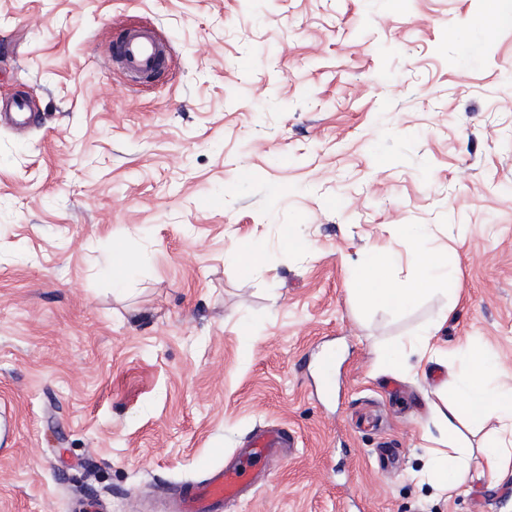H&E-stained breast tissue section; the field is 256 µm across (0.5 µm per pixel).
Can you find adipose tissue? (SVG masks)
<instances>
[{
	"label": "adipose tissue",
	"instance_id": "adipose-tissue-1",
	"mask_svg": "<svg viewBox=\"0 0 512 512\" xmlns=\"http://www.w3.org/2000/svg\"><path fill=\"white\" fill-rule=\"evenodd\" d=\"M407 241L420 266L413 287H396L386 277L394 257L381 253L356 273V295L372 305L404 307L413 304L436 279L454 284L455 274L447 260L428 246L419 232H411ZM458 353L462 376L456 389L459 399L448 402L447 390L439 391L438 396L445 399L446 405L436 411L439 436L431 452L430 477L445 491L465 485L476 464L494 483L512 474V386L503 384L505 371L492 353L467 345L460 347ZM465 419L492 427L493 437L480 452H472L461 443L458 425Z\"/></svg>",
	"mask_w": 512,
	"mask_h": 512
}]
</instances>
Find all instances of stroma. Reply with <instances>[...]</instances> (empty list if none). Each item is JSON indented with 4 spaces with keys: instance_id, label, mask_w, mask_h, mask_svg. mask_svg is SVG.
Segmentation results:
<instances>
[{
    "instance_id": "35a3bbf8",
    "label": "stroma",
    "mask_w": 512,
    "mask_h": 512,
    "mask_svg": "<svg viewBox=\"0 0 512 512\" xmlns=\"http://www.w3.org/2000/svg\"><path fill=\"white\" fill-rule=\"evenodd\" d=\"M129 25L171 49L146 84L109 64ZM12 97L0 512H171L266 423L297 445L224 512H512L511 478L437 489L423 440L460 345L512 372V0H0ZM402 224L459 295L352 293L379 252L414 281ZM427 327L438 361H381ZM5 111V120L18 130L24 129L32 121L28 104L24 99H14L6 104ZM230 255L240 263L242 273L248 274L259 263L258 254L247 242L236 241L230 248Z\"/></svg>"
}]
</instances>
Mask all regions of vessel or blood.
Segmentation results:
<instances>
[{"label":"vessel or blood","instance_id":"vessel-or-blood-1","mask_svg":"<svg viewBox=\"0 0 512 512\" xmlns=\"http://www.w3.org/2000/svg\"><path fill=\"white\" fill-rule=\"evenodd\" d=\"M112 59L126 72L152 78L166 69L169 52L152 29L131 26L113 44ZM4 118L21 130L32 116L27 102L16 99L6 105ZM292 441V436L282 429L257 431L233 462L212 471L201 482L182 483L173 496L174 512H222L225 502L237 499L252 486L262 458L276 454Z\"/></svg>","mask_w":512,"mask_h":512}]
</instances>
